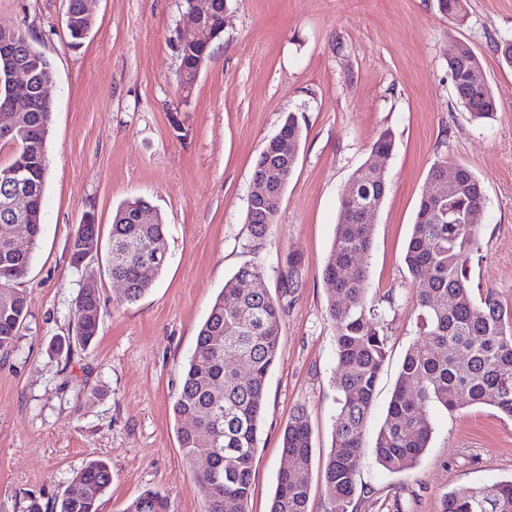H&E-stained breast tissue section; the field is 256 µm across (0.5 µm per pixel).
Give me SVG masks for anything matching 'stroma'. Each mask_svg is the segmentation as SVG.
I'll list each match as a JSON object with an SVG mask.
<instances>
[{
  "mask_svg": "<svg viewBox=\"0 0 512 512\" xmlns=\"http://www.w3.org/2000/svg\"><path fill=\"white\" fill-rule=\"evenodd\" d=\"M465 5L459 25L437 0H227L224 34L186 98L174 43L181 0H90L94 24L78 46L66 27L68 0H0V26L32 35L53 77L42 233L23 284L28 316L13 350L0 353V512H26L34 497L53 501L94 460L112 470L98 512H124L148 490L167 512H204L195 475L206 462L186 460L173 415L182 368L237 269L260 264L273 291L292 254L302 259L301 285L282 300L247 512H269L286 464L281 432L299 407L313 434L308 512H327L321 469L337 360L323 271L342 191L383 131L394 149L379 161L388 192L370 219L366 265L373 297L390 305L388 356L366 447L418 337V289L403 255L433 162L465 165L482 181L471 278L512 309V68L496 52L512 39V0ZM457 39L482 61L498 98L493 118L473 120L455 98L448 53ZM290 115L302 130L296 167L275 242L253 254L244 223L253 168ZM132 198L160 212L167 264L147 294L128 302L108 274L106 250L77 269L68 244L86 213L107 227ZM91 282L98 339L56 353ZM433 423L410 470L391 473L362 457L353 512H439L447 492L512 480V418L482 404L437 410Z\"/></svg>",
  "mask_w": 512,
  "mask_h": 512,
  "instance_id": "35a3bbf8",
  "label": "stroma"
}]
</instances>
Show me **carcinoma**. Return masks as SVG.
Listing matches in <instances>:
<instances>
[{"instance_id":"1","label":"carcinoma","mask_w":512,"mask_h":512,"mask_svg":"<svg viewBox=\"0 0 512 512\" xmlns=\"http://www.w3.org/2000/svg\"><path fill=\"white\" fill-rule=\"evenodd\" d=\"M66 19L72 43L78 45L93 21L87 20L83 0H68ZM439 9L453 19L465 17L464 0H438ZM203 42L177 47L178 78L185 93L197 83L196 63ZM15 59L39 73L49 66L34 39L17 33L12 47ZM482 66L477 53L448 63L456 98L478 120L497 112L491 85L476 86L469 71ZM52 115L47 92L34 94L32 109L24 113L22 126L35 136L9 137L4 144L11 155L0 162V206L9 185L3 173L21 153L28 155L31 193L36 211L43 209L47 170L45 138ZM302 131L288 116L278 137L271 139L256 161L252 179L267 194L247 202L246 248L254 253L272 243L283 192L297 162L285 157L281 140L299 144ZM387 192L385 175L364 163L344 188L334 237L326 257L324 276L334 284L328 301V317L335 329L337 409L332 446L323 468V487L328 512H349L357 494L356 467L362 454L363 436L371 419L379 374L387 357L382 333L385 310L370 299L371 284L360 257L373 246V225L366 209H376ZM481 180L466 166L460 167L448 198L422 197L404 261L418 284L419 337L403 358L386 417L372 454L385 470L411 469L429 447L437 407L455 411L478 404L495 406L512 417V311L491 292H475L470 264L479 253V225L463 217L484 208ZM150 205L135 199L119 205L109 230V273L124 285V299L143 297L161 275L166 261L152 258L153 243L165 249V224L161 217L150 223L139 213ZM0 229V351L15 344L27 318V298L20 288L27 276L32 250L18 252ZM101 247V227L94 219L80 224L69 246L70 264L81 268L90 246ZM288 276L281 279L280 295L299 285L300 259L289 258ZM265 270L258 264L241 266L226 281L224 292L213 303L201 325L193 353L183 368L182 383L173 404L176 422L193 420L195 428L178 429L184 456L192 462L203 458L208 468L196 476L205 501L204 512H224V499L237 502L246 512L252 489V462L265 402L266 378L277 358L281 334L279 299L263 285ZM100 296L96 288L81 290L68 336L58 342V352L86 348L99 335ZM284 456L295 469L279 472L270 512H308L313 458L312 432L307 415L296 409L282 434ZM80 492L65 493L42 505L30 499L26 512H98V501L112 483L107 463L90 462L78 477ZM126 512H166L164 499L147 491L132 501ZM441 512H512V481L479 488H459L447 493Z\"/></svg>"}]
</instances>
